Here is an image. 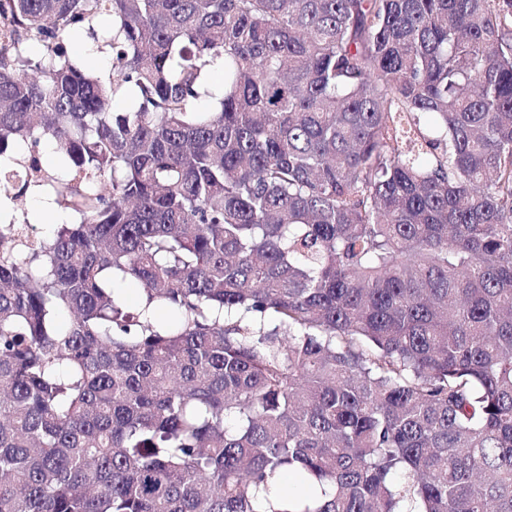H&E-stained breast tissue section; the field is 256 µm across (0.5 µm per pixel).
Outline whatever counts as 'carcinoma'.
I'll return each instance as SVG.
<instances>
[{
	"label": "carcinoma",
	"instance_id": "cac0c4a2",
	"mask_svg": "<svg viewBox=\"0 0 512 512\" xmlns=\"http://www.w3.org/2000/svg\"><path fill=\"white\" fill-rule=\"evenodd\" d=\"M32 192L0 512H512V0H0ZM75 41L81 48L80 56L83 57L89 65L94 66L99 74L107 76L112 68V59L106 54L97 52L92 46L78 39H69L68 44L72 46Z\"/></svg>",
	"mask_w": 512,
	"mask_h": 512
}]
</instances>
